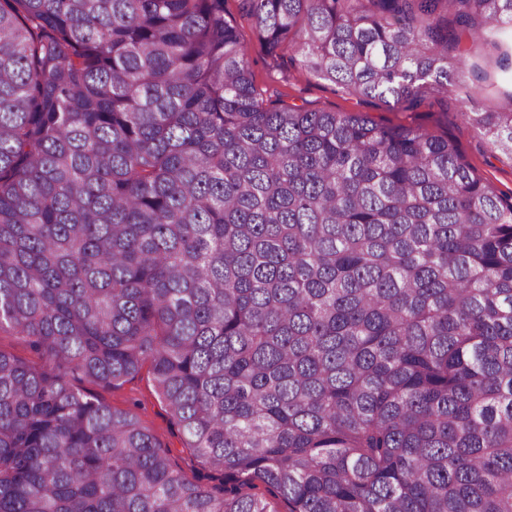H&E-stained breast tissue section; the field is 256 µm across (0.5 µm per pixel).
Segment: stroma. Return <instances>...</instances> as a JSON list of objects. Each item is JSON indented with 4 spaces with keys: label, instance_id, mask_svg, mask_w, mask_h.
Masks as SVG:
<instances>
[{
    "label": "stroma",
    "instance_id": "obj_1",
    "mask_svg": "<svg viewBox=\"0 0 512 512\" xmlns=\"http://www.w3.org/2000/svg\"><path fill=\"white\" fill-rule=\"evenodd\" d=\"M226 17L233 23L248 48L250 68L261 90L282 93L291 103L313 110L363 113L387 125L423 128L446 136L458 143L471 167L497 192L512 194V161L499 155L477 130L461 117L457 100L434 102L416 112L389 110L378 101H362L346 95L336 86L317 79L301 69L293 52L270 56L255 31L251 20L238 9V0H226ZM506 39L470 44L468 60L479 69L480 78L464 79L461 96L471 99L481 110H497L507 94L512 93V75L500 67V54L508 45ZM85 389L101 402L135 414L154 433L164 447L170 448L175 463L187 473L206 475L207 467L183 450L181 437L171 424L165 403L153 387L150 367L114 387L86 384Z\"/></svg>",
    "mask_w": 512,
    "mask_h": 512
}]
</instances>
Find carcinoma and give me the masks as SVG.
Returning <instances> with one entry per match:
<instances>
[{
  "mask_svg": "<svg viewBox=\"0 0 512 512\" xmlns=\"http://www.w3.org/2000/svg\"><path fill=\"white\" fill-rule=\"evenodd\" d=\"M225 0H0V512H512V196L456 144L268 100ZM413 111L512 0H239ZM463 119L512 160V94ZM150 363L175 467L80 387Z\"/></svg>",
  "mask_w": 512,
  "mask_h": 512,
  "instance_id": "cac0c4a2",
  "label": "carcinoma"
}]
</instances>
